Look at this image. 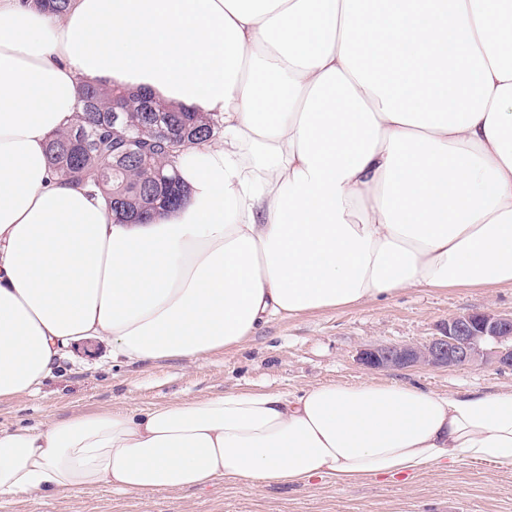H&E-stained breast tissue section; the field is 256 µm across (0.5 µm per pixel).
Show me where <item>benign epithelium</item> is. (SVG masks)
I'll list each match as a JSON object with an SVG mask.
<instances>
[{
    "label": "benign epithelium",
    "mask_w": 512,
    "mask_h": 512,
    "mask_svg": "<svg viewBox=\"0 0 512 512\" xmlns=\"http://www.w3.org/2000/svg\"><path fill=\"white\" fill-rule=\"evenodd\" d=\"M358 361L369 369L512 368V312L483 311L448 318L440 334L422 343L369 345Z\"/></svg>",
    "instance_id": "7a95c632"
}]
</instances>
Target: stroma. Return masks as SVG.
<instances>
[{"mask_svg": "<svg viewBox=\"0 0 512 512\" xmlns=\"http://www.w3.org/2000/svg\"><path fill=\"white\" fill-rule=\"evenodd\" d=\"M512 311V288H414L381 303L274 321L242 348L195 363L166 359L116 365L104 343L71 348L40 390L0 400V426L37 425L115 407L195 402L231 391L299 389L324 383L417 385L435 392L512 391V370L474 365L430 371H378L357 359L370 344L421 343L449 317ZM0 512H512V467L466 461L420 475L376 477L352 487L324 479L305 486H247L232 480L203 489L128 495L103 485L40 501L21 496Z\"/></svg>", "mask_w": 512, "mask_h": 512, "instance_id": "35a3bbf8", "label": "stroma"}]
</instances>
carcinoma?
Masks as SVG:
<instances>
[{"label": "carcinoma", "mask_w": 512, "mask_h": 512, "mask_svg": "<svg viewBox=\"0 0 512 512\" xmlns=\"http://www.w3.org/2000/svg\"><path fill=\"white\" fill-rule=\"evenodd\" d=\"M51 14L67 12L70 0H35ZM124 105L123 126L133 136L153 119L186 137L188 145L215 136L221 129L212 117L182 112L141 93L119 87L83 85L78 92L80 120L69 130L53 134L47 144L54 171L78 184H92L106 195L119 223L130 214L149 212L163 202L166 186L179 183L176 165L169 164L168 142L130 145L112 136V98Z\"/></svg>", "instance_id": "carcinoma-1"}]
</instances>
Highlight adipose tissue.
<instances>
[{
	"mask_svg": "<svg viewBox=\"0 0 512 512\" xmlns=\"http://www.w3.org/2000/svg\"><path fill=\"white\" fill-rule=\"evenodd\" d=\"M223 125L120 224L48 136L80 85ZM512 288V0H0V399L84 340L194 362L411 288ZM512 467V392L242 390L0 428V501Z\"/></svg>",
	"mask_w": 512,
	"mask_h": 512,
	"instance_id": "adipose-tissue-1",
	"label": "adipose tissue"
}]
</instances>
